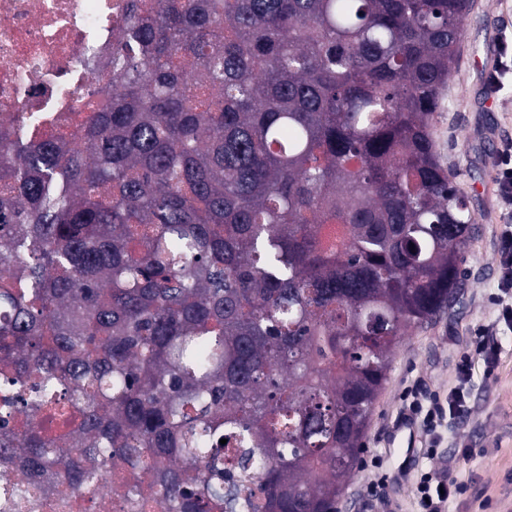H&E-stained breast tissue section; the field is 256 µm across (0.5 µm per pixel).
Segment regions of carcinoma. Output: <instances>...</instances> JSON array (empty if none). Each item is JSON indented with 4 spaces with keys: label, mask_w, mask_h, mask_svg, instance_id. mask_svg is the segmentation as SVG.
I'll use <instances>...</instances> for the list:
<instances>
[{
    "label": "carcinoma",
    "mask_w": 512,
    "mask_h": 512,
    "mask_svg": "<svg viewBox=\"0 0 512 512\" xmlns=\"http://www.w3.org/2000/svg\"><path fill=\"white\" fill-rule=\"evenodd\" d=\"M471 6L129 0L80 139L0 133V457L162 512H335L392 355L465 287L434 118Z\"/></svg>",
    "instance_id": "carcinoma-1"
}]
</instances>
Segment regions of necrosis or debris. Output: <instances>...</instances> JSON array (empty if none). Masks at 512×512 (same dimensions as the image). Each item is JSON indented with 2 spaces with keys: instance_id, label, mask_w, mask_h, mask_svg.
<instances>
[{
  "instance_id": "4bbe7bcc",
  "label": "necrosis or debris",
  "mask_w": 512,
  "mask_h": 512,
  "mask_svg": "<svg viewBox=\"0 0 512 512\" xmlns=\"http://www.w3.org/2000/svg\"><path fill=\"white\" fill-rule=\"evenodd\" d=\"M127 0H0V130L78 140L85 120L108 102L107 61L125 27ZM21 472L0 460V512H159L100 494L47 492L32 484L5 498Z\"/></svg>"
}]
</instances>
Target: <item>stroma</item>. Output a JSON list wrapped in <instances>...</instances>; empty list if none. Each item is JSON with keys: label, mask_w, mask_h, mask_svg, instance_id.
<instances>
[{"label": "stroma", "mask_w": 512, "mask_h": 512, "mask_svg": "<svg viewBox=\"0 0 512 512\" xmlns=\"http://www.w3.org/2000/svg\"><path fill=\"white\" fill-rule=\"evenodd\" d=\"M463 28L460 60L448 78L446 109L438 115L435 135L457 188L472 202L480 229L463 266L464 306L408 331L375 405L356 476L337 499L336 512H417L416 476L428 471L445 472L468 487L466 495L449 501L446 512H512V330L499 332L501 356L494 374L475 367L467 384L468 416L441 428L437 457L417 456L403 475L398 467L404 453L393 443L403 387L416 382L444 392L453 386L455 360L474 331L490 319L498 293L495 247L503 223L493 162L503 142L512 141V73L500 87H492L485 63L497 60L503 39L512 40V0H472ZM467 448L472 451L468 457L463 454ZM374 458L397 475L384 491L385 501L366 507L358 494L375 476L369 466Z\"/></svg>", "instance_id": "1"}]
</instances>
